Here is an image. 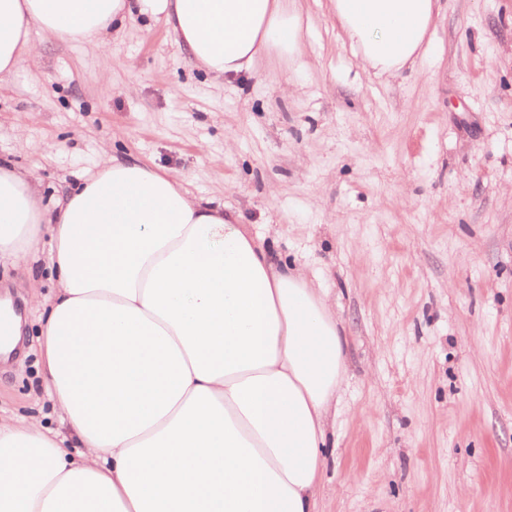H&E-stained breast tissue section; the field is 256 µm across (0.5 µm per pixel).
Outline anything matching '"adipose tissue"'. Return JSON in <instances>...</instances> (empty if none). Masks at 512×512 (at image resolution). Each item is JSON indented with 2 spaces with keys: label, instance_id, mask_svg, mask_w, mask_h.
Masks as SVG:
<instances>
[{
  "label": "adipose tissue",
  "instance_id": "ef3b65f1",
  "mask_svg": "<svg viewBox=\"0 0 512 512\" xmlns=\"http://www.w3.org/2000/svg\"><path fill=\"white\" fill-rule=\"evenodd\" d=\"M330 4L379 74L415 62L437 11ZM137 13L226 79L294 55L303 22L295 0H0V74L38 57L33 30L101 41ZM38 184L0 163V258L53 244L57 288L31 301L60 426L0 416V512H315L348 371L326 291L178 173L112 157L50 207Z\"/></svg>",
  "mask_w": 512,
  "mask_h": 512
}]
</instances>
